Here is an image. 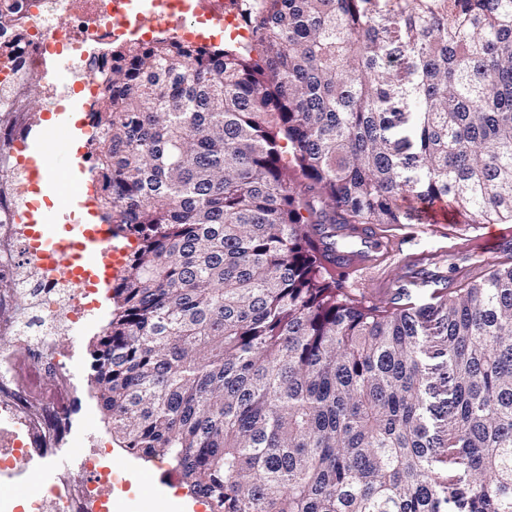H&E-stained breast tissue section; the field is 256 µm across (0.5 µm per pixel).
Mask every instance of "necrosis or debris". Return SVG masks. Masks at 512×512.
<instances>
[{"label":"necrosis or debris","mask_w":512,"mask_h":512,"mask_svg":"<svg viewBox=\"0 0 512 512\" xmlns=\"http://www.w3.org/2000/svg\"><path fill=\"white\" fill-rule=\"evenodd\" d=\"M215 30L207 16L188 21L182 17L181 0H165L160 9L142 6L140 0H0V104L14 102L13 93L29 78L42 79L47 97L56 84L47 79L45 57L54 55L79 61V78L73 92L87 99L97 95L92 43L135 39L149 41L164 32L184 42L194 41L199 26ZM236 35L239 21L220 26ZM18 200L0 202V310L20 298L31 300L48 332L30 336L24 324L0 321V340L25 345V357L0 368V475H21L32 461L49 459L53 449L70 444L72 415L77 389L66 358L61 357L50 336L52 330L80 320L90 309L95 293L86 284L80 297H62L60 286L67 270L49 267L30 258V243L22 213L30 201L29 188L19 184ZM25 252V262L14 259ZM104 447L85 450L82 470L87 481L74 482L62 473L50 475L40 494L26 499L23 512H112V497L123 488L117 472L104 460Z\"/></svg>","instance_id":"necrosis-or-debris-1"}]
</instances>
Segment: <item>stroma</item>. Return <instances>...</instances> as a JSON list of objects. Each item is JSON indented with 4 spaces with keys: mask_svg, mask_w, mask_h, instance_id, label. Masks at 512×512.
<instances>
[{
    "mask_svg": "<svg viewBox=\"0 0 512 512\" xmlns=\"http://www.w3.org/2000/svg\"><path fill=\"white\" fill-rule=\"evenodd\" d=\"M50 105L37 82H29L18 93L15 107L0 112V127L27 128L31 119L48 113ZM504 227L500 224H397L375 229L376 248H367L348 225L336 227L338 252L367 251L364 265L337 273L342 288L368 299H389L397 288L410 291L417 302H427L437 284L455 288L482 280L489 271L479 248L495 245ZM103 302L97 303L81 321L57 331L59 346L76 353L73 373L80 401L73 415V431L81 441H95L109 448L112 467L120 471L128 488L119 494L116 512H210L208 503L194 497L172 472L168 463L139 459L113 441L94 389L87 381L90 351L113 308L111 287H104Z\"/></svg>",
    "mask_w": 512,
    "mask_h": 512,
    "instance_id": "1",
    "label": "stroma"
}]
</instances>
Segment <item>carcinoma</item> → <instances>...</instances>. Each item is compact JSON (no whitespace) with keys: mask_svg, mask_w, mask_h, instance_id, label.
I'll use <instances>...</instances> for the list:
<instances>
[{"mask_svg":"<svg viewBox=\"0 0 512 512\" xmlns=\"http://www.w3.org/2000/svg\"><path fill=\"white\" fill-rule=\"evenodd\" d=\"M240 9L244 46L95 64L97 205L137 242L88 373L112 437L212 512H512V264L356 301L325 230L512 223V0Z\"/></svg>","mask_w":512,"mask_h":512,"instance_id":"cac0c4a2","label":"carcinoma"}]
</instances>
